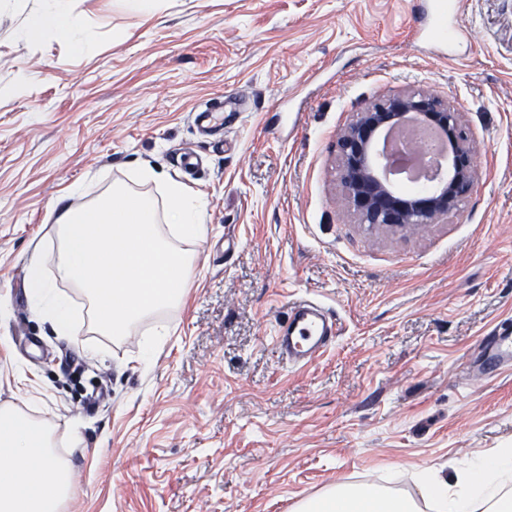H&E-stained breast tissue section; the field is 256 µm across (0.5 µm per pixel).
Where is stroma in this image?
I'll use <instances>...</instances> for the list:
<instances>
[{
    "mask_svg": "<svg viewBox=\"0 0 512 512\" xmlns=\"http://www.w3.org/2000/svg\"><path fill=\"white\" fill-rule=\"evenodd\" d=\"M423 2L67 0L79 52L29 33L44 0H0V406L57 422L73 486L59 512H293L389 473L413 496L414 471L512 448V364L479 367L486 336L512 330V0H444L460 33L445 45L410 40ZM421 88L459 103L481 180L439 223L368 228L343 200L337 134ZM219 100L217 142L191 113ZM164 180L209 200L186 304L119 340L90 332L86 298L56 276L57 203L121 183L160 205ZM37 248L79 336L31 307ZM297 297L339 321L299 369L268 344ZM169 332L166 326L160 325L152 331L154 336L152 339L145 341L140 349V355L138 362L143 370L150 368L152 361L155 357V350L164 341L165 336H168Z\"/></svg>",
    "mask_w": 512,
    "mask_h": 512,
    "instance_id": "obj_1",
    "label": "stroma"
}]
</instances>
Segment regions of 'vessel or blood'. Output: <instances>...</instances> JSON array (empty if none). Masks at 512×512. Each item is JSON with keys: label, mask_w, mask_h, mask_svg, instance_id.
I'll return each mask as SVG.
<instances>
[{"label": "vessel or blood", "mask_w": 512, "mask_h": 512, "mask_svg": "<svg viewBox=\"0 0 512 512\" xmlns=\"http://www.w3.org/2000/svg\"><path fill=\"white\" fill-rule=\"evenodd\" d=\"M336 316L319 301L298 297L288 308V317L276 325L271 344L285 364L302 368L323 356L336 343ZM512 362V333L500 332L487 338L481 364L487 370Z\"/></svg>", "instance_id": "b4317fda"}]
</instances>
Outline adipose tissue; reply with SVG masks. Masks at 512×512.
Returning <instances> with one entry per match:
<instances>
[{
	"mask_svg": "<svg viewBox=\"0 0 512 512\" xmlns=\"http://www.w3.org/2000/svg\"><path fill=\"white\" fill-rule=\"evenodd\" d=\"M34 311L61 332L71 333L69 300L41 274V254L29 261ZM54 423L32 419L17 407L0 408V512H57L71 495L66 459L54 451ZM452 478L426 470L418 475L419 498L386 488L339 482L297 503L295 512H419L418 500L432 512H512L500 490L512 484V448L454 466Z\"/></svg>",
	"mask_w": 512,
	"mask_h": 512,
	"instance_id": "obj_1",
	"label": "adipose tissue"
}]
</instances>
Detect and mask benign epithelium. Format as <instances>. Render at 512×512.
<instances>
[{"label": "benign epithelium", "mask_w": 512, "mask_h": 512, "mask_svg": "<svg viewBox=\"0 0 512 512\" xmlns=\"http://www.w3.org/2000/svg\"><path fill=\"white\" fill-rule=\"evenodd\" d=\"M411 121L436 133L446 146L448 178L426 194L403 196L388 182L383 134ZM343 199L359 223L395 231L434 224L459 209L474 191L479 167L462 115L454 103L429 90L387 96L357 113L339 135Z\"/></svg>", "instance_id": "7a95c632"}]
</instances>
